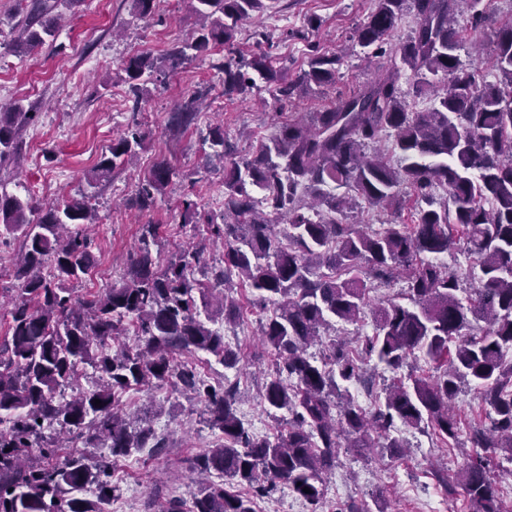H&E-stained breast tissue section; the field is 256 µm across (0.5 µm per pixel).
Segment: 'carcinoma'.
Masks as SVG:
<instances>
[{"mask_svg":"<svg viewBox=\"0 0 512 512\" xmlns=\"http://www.w3.org/2000/svg\"><path fill=\"white\" fill-rule=\"evenodd\" d=\"M198 34L172 47L166 60L176 67L220 45L227 51L219 69L224 94L246 95L254 71L278 86L288 99L306 96L336 79L340 54H311L307 68L286 80L265 53H236L239 24L260 15L265 0H196ZM413 0L416 25L400 46L416 91H429L433 107L411 111L397 70L381 73L349 96L314 113L311 123L289 120L253 154L224 167L221 220L203 216L197 204L183 202L186 223L212 226L224 247V264L196 270L203 249H181L161 262L157 231L144 224L129 255L121 282L90 297L75 298L70 285L95 266L90 225L95 211L88 197L63 207L40 208L0 192V237L21 239L15 268L18 295L7 311L0 336V512H108L114 498L111 463L71 454L57 463L60 437L86 434L85 442H110L116 459L140 448H163L151 426H134L118 408L121 394L144 385L169 383L204 404L210 425L223 442L195 460V474L207 479L187 505L180 498L153 502L154 512H255V499L278 485L318 506L322 475L336 468L338 449L373 448L379 440L398 455L399 439L389 435L395 420L428 424L443 440L458 439L460 423L452 400L473 382L493 416L487 427H473L466 442L476 449L461 473L471 512H502L498 477L480 451L512 452V20L499 23L493 56L496 80L488 81L475 52L462 65L456 51L464 33L494 22L484 0ZM407 0H374L352 36L362 49H382L402 20ZM49 0H30L17 28L12 51L31 55L54 38L57 23ZM125 82L134 101L149 94L159 72L154 59L137 55L125 62ZM443 72L448 85L437 89L429 76ZM202 95L171 113L170 126L189 127ZM34 113L20 103L0 111V161L21 155L23 133ZM211 156L234 153L224 128L209 129ZM145 135L134 128L112 144L87 175L90 187L108 181L144 149ZM173 170L153 165L133 206L143 211L162 195ZM411 188L427 208L416 223L389 219L381 229L349 224L347 212L362 200L389 214L400 209L401 188ZM443 188L440 203L434 190ZM342 188L341 194L334 189ZM37 219H31L34 213ZM287 224L279 239L277 224ZM464 234L480 276L467 302L458 297V276L428 255L448 252L454 233ZM403 280L406 306L391 298L373 310L375 333L361 347L336 344L325 362L309 348L334 317L356 323L370 306L377 285ZM243 285L272 311L260 336L278 359L266 381L262 402L268 413L287 411V428L274 438L256 437L236 414L234 386H213L196 368L177 357L208 353L226 368L237 352L224 343L218 323L234 324L240 308L229 294ZM482 320L480 336L468 333ZM139 343L110 350L107 342L130 325ZM438 363L431 380L411 376L388 388L384 402L371 409L342 392L339 381L363 382V356L377 357L396 371L415 351ZM94 366L99 383L67 397L78 383L79 367ZM101 405H94V400ZM216 476L242 487L224 488ZM310 489L306 493L303 488Z\"/></svg>","mask_w":512,"mask_h":512,"instance_id":"1","label":"carcinoma"}]
</instances>
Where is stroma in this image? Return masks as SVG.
Listing matches in <instances>:
<instances>
[{"label":"stroma","instance_id":"1","mask_svg":"<svg viewBox=\"0 0 512 512\" xmlns=\"http://www.w3.org/2000/svg\"><path fill=\"white\" fill-rule=\"evenodd\" d=\"M192 3L155 0L154 12L143 18L133 12L129 0H57L55 12L64 22L55 40L37 54L20 56L9 45L15 24L23 17L21 5L19 0H0V109L19 102L35 114L24 136L22 166H0V183L7 192L40 203H64L86 190V174L131 121L140 122L145 134L138 165L117 171L91 192L90 202L97 212L92 232L96 264L75 283L76 294L119 282L144 224L157 225L162 258H170L181 243L193 241L204 245L206 264L220 261L222 248L209 242L207 225L184 224L179 217L186 199L193 200L202 213L224 209L223 167L211 160L204 141L210 127L223 126L236 146L237 158L242 159L270 142L281 122L322 111L378 72L393 68L400 71V86L413 110L423 111L433 104L430 95L417 94L411 72L395 52L415 25L410 5L375 66H367L359 51H352L335 83L313 88L299 100L280 101L273 85L260 78L246 96H223L224 75L217 65L225 50L218 47L167 69L163 80L151 84L141 104H133L122 79L123 63L136 54L159 61L173 45L192 40L196 29ZM371 9V0H277L273 9L242 23L235 47L246 56L267 53L277 70L292 76L306 68L312 51L332 54L342 49ZM312 18L319 21L318 29L309 27ZM204 89L209 96L196 123L171 131V112L194 91ZM161 158L169 161L174 175L154 208L139 211L130 200L149 167ZM237 295L243 305L242 323L225 327L224 340L238 351L239 363L227 368L212 361L199 365L198 371L211 384L236 385L246 426L257 436L270 437L280 425L261 402L273 363L270 349L257 334L265 311L248 289L238 288ZM409 363V369L395 372L370 360L366 365L370 386L353 381L347 389L367 407L394 379L436 373L434 363L423 353L412 355ZM119 403L129 414L164 405V413L153 417L151 426L164 438L165 449L157 455L145 448L115 460L112 480L119 485L120 495L110 512H144L145 501L154 498L190 500L196 491L192 458L221 439L219 430L204 423L202 403L170 385L131 389ZM390 434L404 442L403 455L393 457L379 448L341 451L336 469L323 477L324 512H336L352 501L364 512H468L464 494L451 496L445 489L446 483L457 480L467 449L456 442L442 443L427 426L414 428L398 422Z\"/></svg>","mask_w":512,"mask_h":512}]
</instances>
